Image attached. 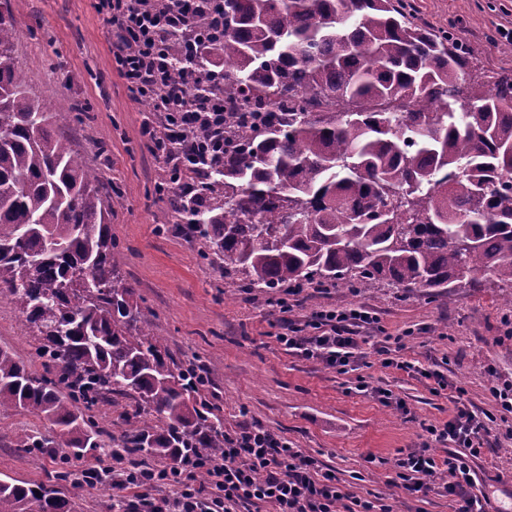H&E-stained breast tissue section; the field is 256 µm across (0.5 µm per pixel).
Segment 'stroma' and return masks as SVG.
Returning a JSON list of instances; mask_svg holds the SVG:
<instances>
[{
  "label": "stroma",
  "instance_id": "stroma-1",
  "mask_svg": "<svg viewBox=\"0 0 512 512\" xmlns=\"http://www.w3.org/2000/svg\"><path fill=\"white\" fill-rule=\"evenodd\" d=\"M94 0H11L16 55L29 90L53 111L68 113L54 133L68 138L88 166L103 176L100 191L112 210V238L120 273L131 283L150 328L168 356L206 376L209 400L226 432L257 421L335 470L354 496L393 505L396 512H454L443 493L409 498L393 486L398 449L413 446L424 425L446 422L447 395L432 394L420 374L397 369L400 361L438 365L465 388L479 410L494 411L485 387L490 377L512 380V306L488 280L449 292L437 301L395 289L376 293L351 288L307 287L293 316L353 303L380 318L363 346L358 371L344 375L288 352L281 331L278 294L243 287L224 274L222 261L203 257V239L189 231L157 187L162 161L149 152L141 126L146 102L132 99L118 77L107 27ZM416 18L440 29L459 24L460 37L489 67L512 68V42L497 26L512 24V0H411ZM403 342L386 367L375 347L384 335ZM40 339L16 305L0 299V346L40 370ZM390 390L406 412L358 393V377ZM128 398L116 396L91 411L119 448ZM512 414L485 436L488 491L500 512H512ZM47 424L34 414L0 413V479L45 481L56 464L51 454L16 448L17 439Z\"/></svg>",
  "mask_w": 512,
  "mask_h": 512
}]
</instances>
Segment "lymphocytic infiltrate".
Instances as JSON below:
<instances>
[{
	"mask_svg": "<svg viewBox=\"0 0 512 512\" xmlns=\"http://www.w3.org/2000/svg\"><path fill=\"white\" fill-rule=\"evenodd\" d=\"M215 0H96L95 10L112 29V57L121 79L137 100L153 104L154 120L145 122L142 134L150 153L166 165L162 183L172 197L196 196L201 183L194 175L199 165L224 154L223 100L193 95L195 71H186L181 82L171 83L166 37L183 36L186 50L199 54L212 50L217 29H199L195 20L211 12ZM211 134L201 139L200 127ZM284 314V330L278 340L304 360L331 368L337 374L356 370L362 358L364 333L376 328V313L352 305L313 313L305 322L292 319V304L278 303ZM384 365L431 380L432 393L449 391L452 415L443 424L423 428L421 444L402 448L396 458V486L406 496L419 497L432 491L431 480L445 471L442 490L457 503L456 512H498L489 496L480 491L481 461L485 455L484 434L494 415L476 411L464 388L450 386L447 375L432 368H416L408 361L391 358L389 342L376 348ZM447 446V457H437L433 445ZM206 482H199V473ZM114 483L135 492L124 512H238L258 502L272 504L275 512H393L392 506L374 508L372 502L345 492L332 469L293 447L257 422H246L224 436V456L181 457L160 467L132 463L112 471ZM170 485V499L153 498L159 485Z\"/></svg>",
	"mask_w": 512,
	"mask_h": 512,
	"instance_id": "obj_1",
	"label": "lymphocytic infiltrate"
}]
</instances>
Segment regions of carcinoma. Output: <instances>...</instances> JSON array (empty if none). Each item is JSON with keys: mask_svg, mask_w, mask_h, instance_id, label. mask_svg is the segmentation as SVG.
<instances>
[{"mask_svg": "<svg viewBox=\"0 0 512 512\" xmlns=\"http://www.w3.org/2000/svg\"><path fill=\"white\" fill-rule=\"evenodd\" d=\"M0 0V298L37 329L45 373L0 347V412L33 413L46 482L0 479V512H75L68 460L106 447L86 412L134 401L129 455L224 457V423L168 361L118 271L110 207L29 92ZM199 89L224 98V159L180 212L250 288L313 282L443 298L478 277L512 305V70L477 67L457 25L409 0H224ZM174 81L187 59L167 36ZM223 78L211 80V64Z\"/></svg>", "mask_w": 512, "mask_h": 512, "instance_id": "obj_1", "label": "carcinoma"}]
</instances>
